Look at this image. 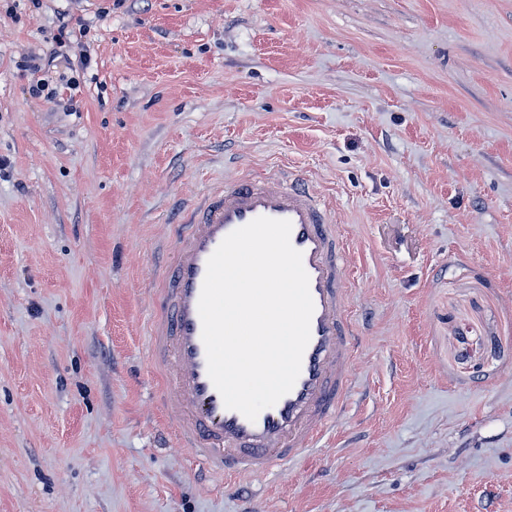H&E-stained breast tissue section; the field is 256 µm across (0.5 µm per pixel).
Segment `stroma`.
Listing matches in <instances>:
<instances>
[{
	"label": "stroma",
	"mask_w": 512,
	"mask_h": 512,
	"mask_svg": "<svg viewBox=\"0 0 512 512\" xmlns=\"http://www.w3.org/2000/svg\"><path fill=\"white\" fill-rule=\"evenodd\" d=\"M1 157L0 512H512V0H0ZM269 169L330 202L359 347L243 490L145 331L182 203Z\"/></svg>",
	"instance_id": "35a3bbf8"
}]
</instances>
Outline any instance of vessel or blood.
<instances>
[{"label":"vessel or blood","instance_id":"1","mask_svg":"<svg viewBox=\"0 0 512 512\" xmlns=\"http://www.w3.org/2000/svg\"><path fill=\"white\" fill-rule=\"evenodd\" d=\"M260 216L290 221L314 312L294 387L251 421L225 407L209 378L198 302L209 257L229 233ZM345 253L330 207L297 173L238 178L181 209L153 298L147 348L176 441L214 479L253 482L304 456L335 424L358 349Z\"/></svg>","mask_w":512,"mask_h":512}]
</instances>
